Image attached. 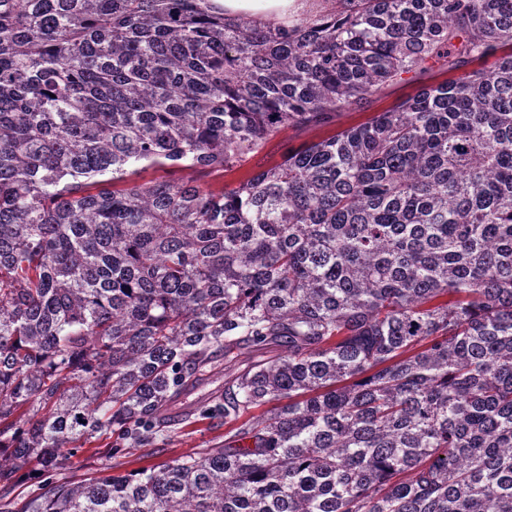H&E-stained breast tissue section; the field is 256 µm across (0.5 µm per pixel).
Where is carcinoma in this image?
<instances>
[{
    "label": "carcinoma",
    "mask_w": 512,
    "mask_h": 512,
    "mask_svg": "<svg viewBox=\"0 0 512 512\" xmlns=\"http://www.w3.org/2000/svg\"><path fill=\"white\" fill-rule=\"evenodd\" d=\"M335 2L0 0V490L226 426L0 512H512V0ZM224 9L225 17L248 16L258 21H275L288 24L289 20L321 8L312 0H213ZM402 78V80L394 82L388 87L383 96L374 97L370 105L365 109L336 113V120L331 124L310 126L302 130L294 128L283 130L277 137L269 140L264 148L254 157L248 159L241 168L232 172H224V178L221 179V184L224 183V189L228 190L236 186L248 173L259 167L268 168L275 165L289 151L300 149L308 141L326 139L347 127L367 122L377 112H382L390 108L398 100L415 94L421 85L446 81L448 73L435 66L422 77L404 74ZM225 426L223 421L202 419L190 428L181 429L175 426L165 444L159 445L164 450L154 456H145L149 448L127 450L113 457L92 455L90 452L79 451L68 458L62 468L53 471L54 479L80 481L101 473L110 468L114 473H127L141 466L171 461L186 453L202 451L218 446L224 441Z\"/></svg>",
    "instance_id": "1"
}]
</instances>
